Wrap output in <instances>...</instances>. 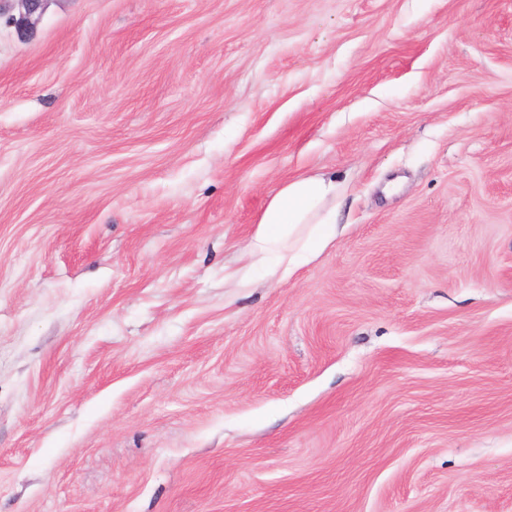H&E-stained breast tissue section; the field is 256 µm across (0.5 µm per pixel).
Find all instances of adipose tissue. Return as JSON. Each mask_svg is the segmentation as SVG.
<instances>
[{
  "mask_svg": "<svg viewBox=\"0 0 512 512\" xmlns=\"http://www.w3.org/2000/svg\"><path fill=\"white\" fill-rule=\"evenodd\" d=\"M336 196L334 181L320 176L285 183L271 198L251 247L265 271H295L336 236V215L327 203Z\"/></svg>",
  "mask_w": 512,
  "mask_h": 512,
  "instance_id": "obj_1",
  "label": "adipose tissue"
}]
</instances>
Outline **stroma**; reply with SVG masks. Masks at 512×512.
Instances as JSON below:
<instances>
[{"mask_svg": "<svg viewBox=\"0 0 512 512\" xmlns=\"http://www.w3.org/2000/svg\"><path fill=\"white\" fill-rule=\"evenodd\" d=\"M0 512H512V0L1 24ZM336 198V183L324 177H299L285 183L265 207L260 231L251 252L261 254L258 263L267 272L281 267L286 255L290 276L336 238V215L327 209Z\"/></svg>", "mask_w": 512, "mask_h": 512, "instance_id": "obj_1", "label": "stroma"}]
</instances>
